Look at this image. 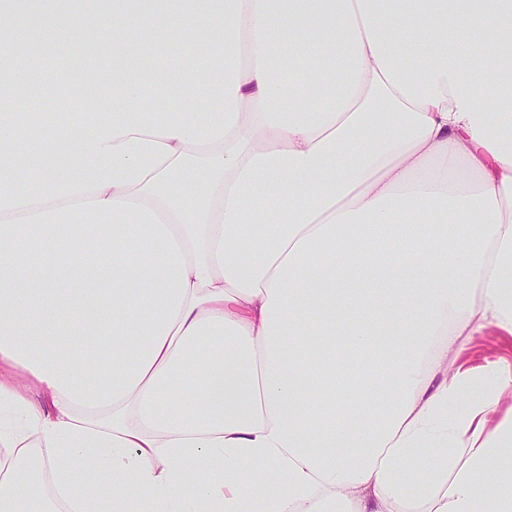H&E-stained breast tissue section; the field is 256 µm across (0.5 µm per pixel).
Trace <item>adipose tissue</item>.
<instances>
[{
	"label": "adipose tissue",
	"instance_id": "adipose-tissue-1",
	"mask_svg": "<svg viewBox=\"0 0 512 512\" xmlns=\"http://www.w3.org/2000/svg\"><path fill=\"white\" fill-rule=\"evenodd\" d=\"M81 4L117 52L59 78L80 123L13 113L0 69V512H100L87 469L112 512H512V363L477 397L448 368L512 338V0ZM81 28L29 16L63 55ZM339 333L382 376L345 422L306 355ZM182 33L173 31L171 33L159 34L152 46L150 55L154 62L159 66H167L172 59L170 47L175 39L181 37ZM507 353L512 354V342L506 339L500 340L495 331L490 329L483 336H476L468 342V350L462 354L455 365L464 360L471 365H486L487 362L498 361Z\"/></svg>",
	"mask_w": 512,
	"mask_h": 512
}]
</instances>
